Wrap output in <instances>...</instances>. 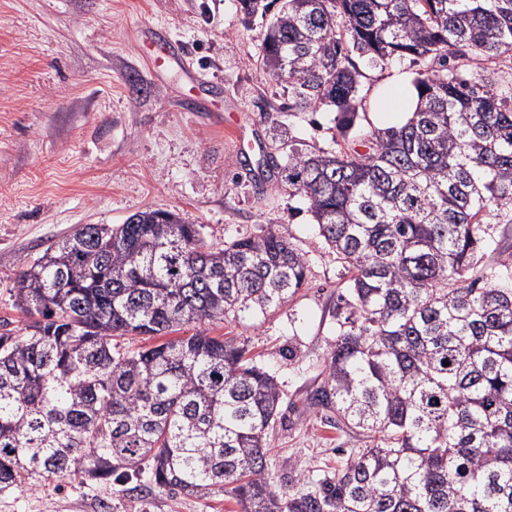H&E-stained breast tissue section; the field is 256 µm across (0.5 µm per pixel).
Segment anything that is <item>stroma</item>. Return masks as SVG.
Here are the masks:
<instances>
[{
	"mask_svg": "<svg viewBox=\"0 0 512 512\" xmlns=\"http://www.w3.org/2000/svg\"><path fill=\"white\" fill-rule=\"evenodd\" d=\"M161 33L184 46L191 70H148L142 54ZM262 37L232 0H0V321L23 333L16 273L82 225L176 210L213 245L276 225L308 261L304 287L257 326L200 329L236 338L277 379L269 472L285 487L364 442L308 402L324 378L344 271L303 200L264 165L287 134L306 151L331 148L333 115L288 111L284 85L257 60ZM0 512L241 508L223 492H129L73 476L0 492Z\"/></svg>",
	"mask_w": 512,
	"mask_h": 512,
	"instance_id": "35a3bbf8",
	"label": "stroma"
}]
</instances>
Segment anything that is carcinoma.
<instances>
[{
  "label": "carcinoma",
  "mask_w": 512,
  "mask_h": 512,
  "mask_svg": "<svg viewBox=\"0 0 512 512\" xmlns=\"http://www.w3.org/2000/svg\"><path fill=\"white\" fill-rule=\"evenodd\" d=\"M288 111L335 113L334 147L267 155L347 272L312 403L368 445L277 487L276 378L235 339L307 280L268 227L222 246L174 211L85 224L25 264L0 334V492L81 474L233 495L242 512H512V262L480 267L512 224V0H235ZM279 4L275 12L271 5ZM418 66L400 124L348 131L360 64ZM466 59L477 72L462 75ZM128 336L161 342L129 348Z\"/></svg>",
  "instance_id": "1"
}]
</instances>
